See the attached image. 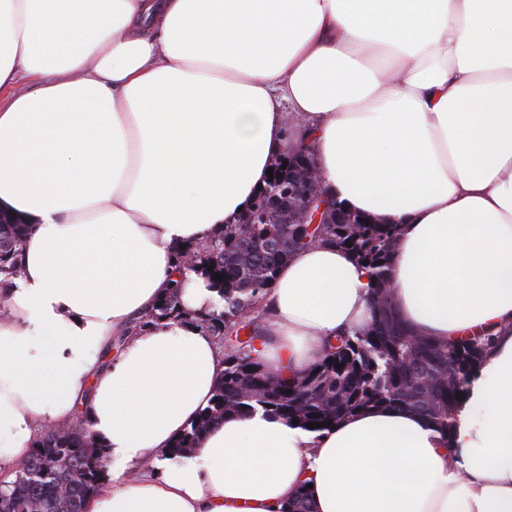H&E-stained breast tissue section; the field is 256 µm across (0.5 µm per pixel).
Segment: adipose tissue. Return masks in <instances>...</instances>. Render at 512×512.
<instances>
[{"label":"adipose tissue","mask_w":512,"mask_h":512,"mask_svg":"<svg viewBox=\"0 0 512 512\" xmlns=\"http://www.w3.org/2000/svg\"><path fill=\"white\" fill-rule=\"evenodd\" d=\"M0 476L84 411L105 480L84 512H512V0H0ZM309 145L351 211L399 227L395 313L493 336L449 435L401 407L322 433L256 411L164 453L210 402L214 293L177 255ZM182 320L130 322L172 286ZM369 269L297 250L262 301L265 363L299 375L370 323ZM126 341L110 363L101 353ZM0 223V273L8 277L16 273L14 258L26 232V225L2 214Z\"/></svg>","instance_id":"obj_1"}]
</instances>
